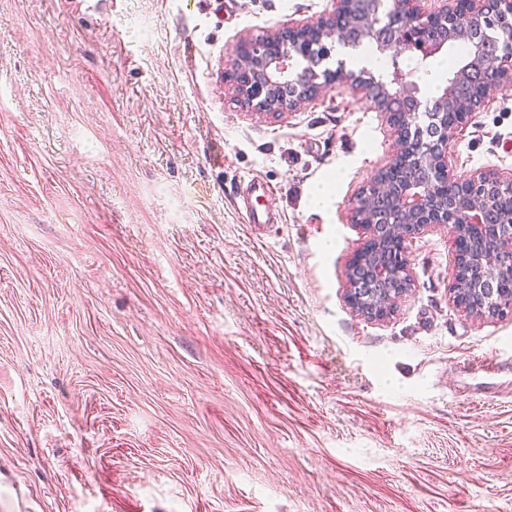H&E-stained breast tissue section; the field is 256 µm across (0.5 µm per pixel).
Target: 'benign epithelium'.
I'll use <instances>...</instances> for the list:
<instances>
[{"label": "benign epithelium", "instance_id": "obj_1", "mask_svg": "<svg viewBox=\"0 0 512 512\" xmlns=\"http://www.w3.org/2000/svg\"><path fill=\"white\" fill-rule=\"evenodd\" d=\"M423 0H404L385 24L375 22L380 0H338V10L273 35L245 38L237 47L241 66L233 77L241 101L259 115L282 114L322 93L346 85L367 91L395 137V152L380 168L369 189L349 201L353 222L383 212L382 224L363 223L367 240L349 258V288L345 302L370 320L382 321L409 293V266L394 267L389 256L406 258V242L437 226L451 229L455 275L448 291L455 306L472 317H496L512 311V224H502L497 210L512 206V175L476 172L464 179L450 175L449 133L466 124L472 104L456 108V95L480 63L499 54L478 39L482 21L492 17L512 30V0H448L437 11L422 8ZM453 38H465L474 48L442 93L429 102L419 97L415 81L396 67L377 79L363 71L349 72L343 62L327 74L294 85L284 83L290 61L300 57L315 64L330 56L331 45L377 43L393 59L412 47L425 61L448 48ZM512 85V56L499 59L498 75L479 95L483 102L501 86ZM428 120L429 130L402 135L400 126L416 116ZM375 294L372 306L363 305L362 283Z\"/></svg>", "mask_w": 512, "mask_h": 512}]
</instances>
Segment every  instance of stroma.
<instances>
[{
    "mask_svg": "<svg viewBox=\"0 0 512 512\" xmlns=\"http://www.w3.org/2000/svg\"><path fill=\"white\" fill-rule=\"evenodd\" d=\"M337 0H0V512H512V315L452 302L446 228L388 319L346 305L350 199L393 154L338 88L239 102L240 39ZM512 174V87L452 137ZM283 221L243 223L240 186Z\"/></svg>",
    "mask_w": 512,
    "mask_h": 512,
    "instance_id": "stroma-1",
    "label": "stroma"
}]
</instances>
